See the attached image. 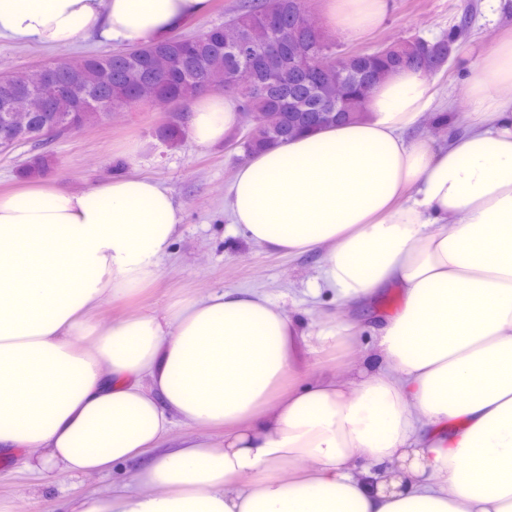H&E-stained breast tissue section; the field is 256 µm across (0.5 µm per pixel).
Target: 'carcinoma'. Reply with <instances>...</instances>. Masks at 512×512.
Returning a JSON list of instances; mask_svg holds the SVG:
<instances>
[{
  "label": "carcinoma",
  "mask_w": 512,
  "mask_h": 512,
  "mask_svg": "<svg viewBox=\"0 0 512 512\" xmlns=\"http://www.w3.org/2000/svg\"><path fill=\"white\" fill-rule=\"evenodd\" d=\"M277 9L273 23L265 21L270 8ZM300 0H245L238 5L228 22L238 27L240 36L257 49L273 50L288 42V34L305 41L314 56L333 54L327 35L312 36L298 27ZM413 51L403 47H388L381 53L365 52L349 61L352 73L373 71L378 81L392 73L412 68L432 74L443 68L441 52L449 44L408 41ZM245 65L244 58L224 44V26L205 30L200 38L173 34L136 48L108 55L87 54L57 67L63 82L78 76L81 91L91 105L79 108L70 96H56L50 107H36L19 123L20 141L31 144L36 153L21 170L25 178L42 177L50 168L52 156L43 150L54 139L72 128L99 121L103 100L122 98L136 91L147 96L176 100L186 105L200 95L222 90L234 96L241 107L263 112L264 123L236 141L243 157L282 144L298 134L311 133L341 122H351L365 116L364 93L351 87L346 106H336V70L320 72L290 69L276 75L259 74L254 86L235 83V74ZM37 85L35 72L28 70L0 77V97L7 91L27 89ZM186 134L184 118L174 115L156 130L157 138L169 147L180 144Z\"/></svg>",
  "instance_id": "1"
}]
</instances>
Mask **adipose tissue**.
<instances>
[{
    "label": "adipose tissue",
    "mask_w": 512,
    "mask_h": 512,
    "mask_svg": "<svg viewBox=\"0 0 512 512\" xmlns=\"http://www.w3.org/2000/svg\"><path fill=\"white\" fill-rule=\"evenodd\" d=\"M210 0H0V39L139 46ZM389 0H329V28H378ZM471 110L441 145L410 137L429 78L380 83L366 118L251 156L232 224L288 255L320 253L309 296L402 306L361 363L298 379L296 355L356 342L261 289L185 293L101 326L161 276L182 206L125 176L81 192L0 195V456L53 483L135 463L73 512H512V32L470 64ZM197 100L201 146L240 124Z\"/></svg>",
    "instance_id": "ef3b65f1"
}]
</instances>
